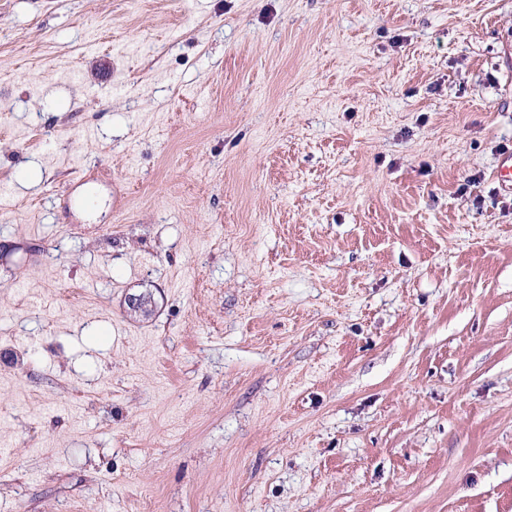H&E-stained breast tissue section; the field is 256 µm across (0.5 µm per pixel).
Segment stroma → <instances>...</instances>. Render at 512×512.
Returning <instances> with one entry per match:
<instances>
[{
	"instance_id": "35a3bbf8",
	"label": "stroma",
	"mask_w": 512,
	"mask_h": 512,
	"mask_svg": "<svg viewBox=\"0 0 512 512\" xmlns=\"http://www.w3.org/2000/svg\"><path fill=\"white\" fill-rule=\"evenodd\" d=\"M509 153L512 0H0V512H512Z\"/></svg>"
}]
</instances>
